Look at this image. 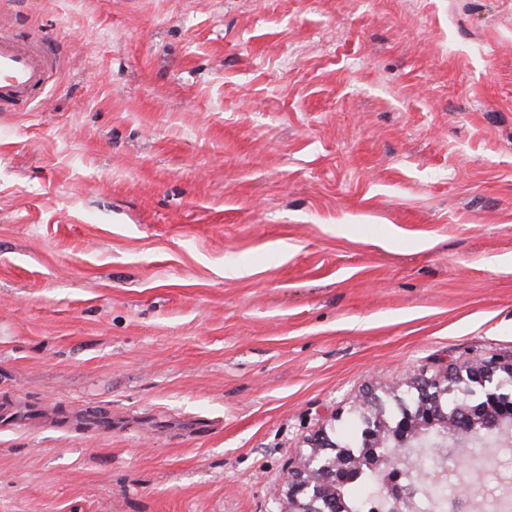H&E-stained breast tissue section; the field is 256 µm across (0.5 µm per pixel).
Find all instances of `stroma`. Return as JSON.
<instances>
[{
  "label": "stroma",
  "instance_id": "obj_1",
  "mask_svg": "<svg viewBox=\"0 0 512 512\" xmlns=\"http://www.w3.org/2000/svg\"><path fill=\"white\" fill-rule=\"evenodd\" d=\"M1 18L56 75L0 112V512H288L364 396L512 361V0Z\"/></svg>",
  "mask_w": 512,
  "mask_h": 512
}]
</instances>
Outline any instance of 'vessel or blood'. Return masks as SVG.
Masks as SVG:
<instances>
[{"instance_id":"b4317fda","label":"vessel or blood","mask_w":512,"mask_h":512,"mask_svg":"<svg viewBox=\"0 0 512 512\" xmlns=\"http://www.w3.org/2000/svg\"><path fill=\"white\" fill-rule=\"evenodd\" d=\"M50 82L40 40L22 42L0 27V112L29 105Z\"/></svg>"}]
</instances>
